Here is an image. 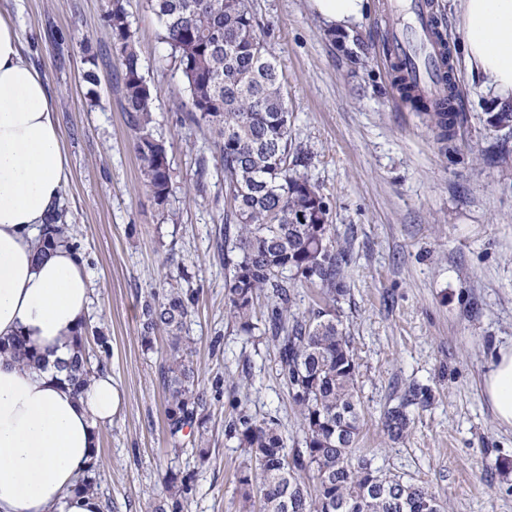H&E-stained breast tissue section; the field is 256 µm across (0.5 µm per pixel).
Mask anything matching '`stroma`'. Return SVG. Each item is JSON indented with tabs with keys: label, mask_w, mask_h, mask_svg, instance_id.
I'll list each match as a JSON object with an SVG mask.
<instances>
[{
	"label": "stroma",
	"mask_w": 512,
	"mask_h": 512,
	"mask_svg": "<svg viewBox=\"0 0 512 512\" xmlns=\"http://www.w3.org/2000/svg\"><path fill=\"white\" fill-rule=\"evenodd\" d=\"M381 2L369 0L343 34L329 31L310 0L251 6L286 76L292 138L313 154L306 174L349 251V292L336 309L359 365L362 448L375 467L428 486L446 512H512V428L479 387L495 350L512 347V138L488 127L497 99L460 62L461 120L453 149L441 147L391 85ZM105 9L106 0H0L57 108L71 166L62 212L94 288L87 326L111 338L103 360L119 404L100 432L98 495L105 512H150L172 469L193 477L185 512H239L247 454L226 432L232 401L277 418L292 441L298 415L273 342L240 332L225 312L224 179L207 130L187 117L182 73L158 22L146 0H128L155 97L153 133L168 150L164 208L140 172ZM356 35L368 46L359 61L348 54ZM88 54L94 85L84 78ZM171 283L197 296L184 329L194 368L205 385L224 381L223 393L208 398L204 464L190 444L171 443L158 380L165 333L152 351L141 346V306ZM412 385L431 398L411 408L408 434L395 442L383 416Z\"/></svg>",
	"instance_id": "obj_1"
}]
</instances>
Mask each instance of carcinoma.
I'll return each instance as SVG.
<instances>
[{
  "instance_id": "obj_1",
  "label": "carcinoma",
  "mask_w": 512,
  "mask_h": 512,
  "mask_svg": "<svg viewBox=\"0 0 512 512\" xmlns=\"http://www.w3.org/2000/svg\"><path fill=\"white\" fill-rule=\"evenodd\" d=\"M160 23L159 38L179 61L191 101V119L209 131L216 164L224 172L228 210L224 216L225 309L241 332L269 337L277 348L278 375L301 422V440L288 445L277 420L235 409L229 435L245 449L238 489L242 512H423L443 510L425 486L382 473L359 453L363 426L358 365L336 308L317 307L299 318L289 315L294 289L315 286L332 302L348 292L345 248L332 233L329 205L303 170L309 151L293 143L292 114L285 102L284 75L257 30L250 0H147ZM119 57L124 112L135 132L134 151L155 203L167 204L171 176L165 142L153 134L155 98L141 73L140 56L124 0H108L104 15ZM394 83L417 109L426 112L442 146H448L459 115L451 101H432L408 84L404 66L393 67ZM71 241L69 225L53 224L42 239L48 248ZM266 299L262 314L257 301ZM195 294L170 286L150 295L142 307L141 343L153 346L162 331L170 351L158 369L167 394L169 434L184 429L197 436L196 454L206 461L207 389L199 387L183 330ZM86 328L72 339L65 382L78 391L103 363L85 352ZM23 366L36 362L16 336L0 344ZM428 402L413 387L390 408L384 426L393 441L405 438L409 407ZM168 495L153 512H184L192 479L169 471Z\"/></svg>"
}]
</instances>
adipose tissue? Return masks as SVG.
Masks as SVG:
<instances>
[{"label":"adipose tissue","instance_id":"ef3b65f1","mask_svg":"<svg viewBox=\"0 0 512 512\" xmlns=\"http://www.w3.org/2000/svg\"><path fill=\"white\" fill-rule=\"evenodd\" d=\"M329 29L350 30L368 0H310ZM464 62L500 101L512 99V0H459ZM19 29L0 13V339L23 335L42 365L0 356V512H103L79 480L97 460L116 390L108 371L81 391L61 366L84 323L91 284L82 257L35 240L60 213L69 177L57 112L40 72L22 54ZM481 389L512 427V347L495 354Z\"/></svg>","mask_w":512,"mask_h":512}]
</instances>
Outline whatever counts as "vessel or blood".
I'll return each mask as SVG.
<instances>
[{
    "instance_id": "obj_1",
    "label": "vessel or blood",
    "mask_w": 512,
    "mask_h": 512,
    "mask_svg": "<svg viewBox=\"0 0 512 512\" xmlns=\"http://www.w3.org/2000/svg\"><path fill=\"white\" fill-rule=\"evenodd\" d=\"M401 27L389 29L387 37L394 60L403 63L408 80L423 94H448V51L436 35V20L429 0H407Z\"/></svg>"
}]
</instances>
